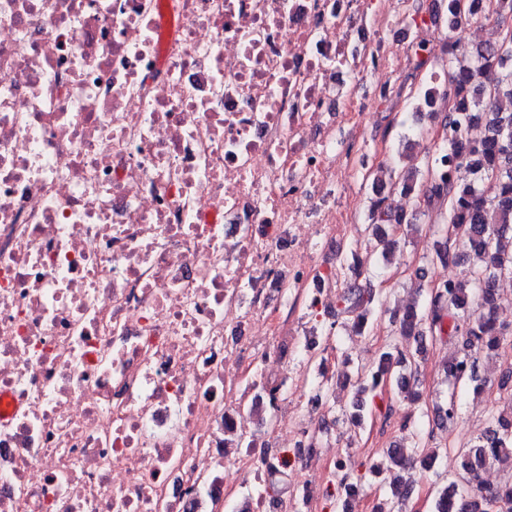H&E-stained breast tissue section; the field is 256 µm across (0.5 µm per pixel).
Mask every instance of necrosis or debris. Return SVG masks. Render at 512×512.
Here are the masks:
<instances>
[{"instance_id": "obj_1", "label": "necrosis or debris", "mask_w": 512, "mask_h": 512, "mask_svg": "<svg viewBox=\"0 0 512 512\" xmlns=\"http://www.w3.org/2000/svg\"><path fill=\"white\" fill-rule=\"evenodd\" d=\"M395 0H0V512H251L292 317L416 41Z\"/></svg>"}]
</instances>
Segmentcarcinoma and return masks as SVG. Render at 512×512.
I'll return each instance as SVG.
<instances>
[{"label":"carcinoma","mask_w":512,"mask_h":512,"mask_svg":"<svg viewBox=\"0 0 512 512\" xmlns=\"http://www.w3.org/2000/svg\"><path fill=\"white\" fill-rule=\"evenodd\" d=\"M444 7L448 30L454 31L463 14L460 0H446ZM447 53L453 104L442 113V127L447 132L448 173L436 175L429 166L431 177L422 184L415 170L407 171L402 180L393 173L387 180L373 175L365 256H355L352 263L341 262L336 268V277L344 278V289L334 308L327 311L322 329L326 342L341 319L351 322L359 334L371 333L385 290L362 278L363 266L376 260L392 264L394 231L404 225L411 227L416 220V214L396 212L386 204L387 183L408 193L420 190L427 200L446 206L448 211L447 223L433 238L431 261L456 264L471 255L477 260L470 278L433 285L425 303L393 315L391 324L396 334L408 339L428 336L454 343L456 355L445 366L446 381L454 390L469 385L478 390L482 386L478 354L495 357L512 337V327L497 314V283L512 278V30L504 29L500 40L475 48L451 41ZM475 124L484 125L487 135L470 141L464 132ZM416 356V352L390 346L379 353L375 366L357 367L353 401L342 409L347 420L361 423L367 399L378 397L392 382L398 393L417 402L419 392L412 383ZM433 411L442 428L455 421V394L436 404ZM440 454L439 448L418 446L385 449L381 461L368 466L390 490V499L377 504L374 512H400L414 489L399 471L418 467L432 472ZM511 461L512 410L495 412L483 434L460 450L459 479L439 488L434 512H488L492 503L498 505V512H512V480L491 487L481 478L482 471L492 464ZM358 479L355 462L348 459L336 464L329 495L333 507H341L344 499L358 490Z\"/></svg>","instance_id":"carcinoma-1"}]
</instances>
